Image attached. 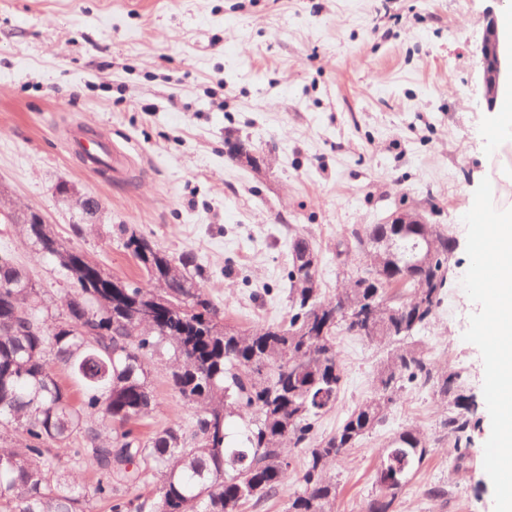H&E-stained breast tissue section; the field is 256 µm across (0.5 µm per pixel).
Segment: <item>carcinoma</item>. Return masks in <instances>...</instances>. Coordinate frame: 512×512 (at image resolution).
I'll return each instance as SVG.
<instances>
[{"instance_id":"1","label":"carcinoma","mask_w":512,"mask_h":512,"mask_svg":"<svg viewBox=\"0 0 512 512\" xmlns=\"http://www.w3.org/2000/svg\"><path fill=\"white\" fill-rule=\"evenodd\" d=\"M26 240L66 272L71 288L60 305L46 302L29 273L0 254V430L22 440L0 448V512H88L91 501L110 512H240L259 507L288 478L293 454L305 449L301 489L288 512H334L333 470L344 452L381 426L402 389L432 390L446 404L441 434L417 425L378 449L424 463L428 448L454 439L466 453L475 401L459 392L457 372L429 359L415 334L430 323L448 284L454 242L435 224H374L336 244V255L364 256L368 270L349 275L333 298L321 297L319 269L288 270V322L241 330L224 323L210 294L191 272L192 261L161 250L137 228L121 225L124 246L147 283L114 277L49 228L21 226ZM159 298L171 308L163 324L142 320L137 302ZM348 308L361 321L325 325L328 312ZM387 349L373 397L359 404L331 434L312 442L319 418L336 403L344 371L336 331ZM164 361L167 383L194 408L188 425L143 432L155 406L151 366ZM76 379L66 391L56 369ZM244 429L226 441L234 419ZM99 474L92 491L68 462ZM156 477L154 497L136 504L122 487ZM368 512H395L399 490L383 485Z\"/></svg>"}]
</instances>
